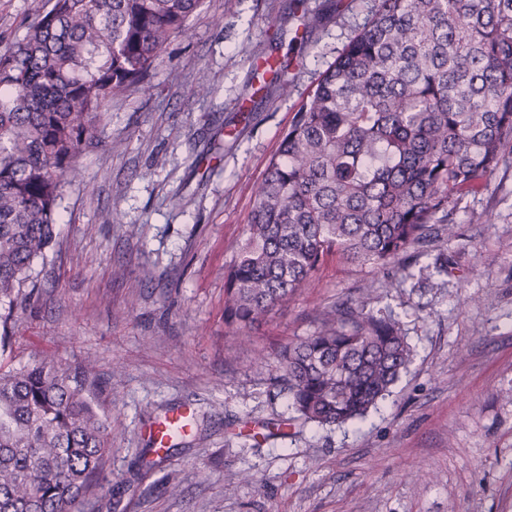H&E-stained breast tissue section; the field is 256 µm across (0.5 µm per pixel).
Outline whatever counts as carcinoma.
Here are the masks:
<instances>
[{
	"mask_svg": "<svg viewBox=\"0 0 512 512\" xmlns=\"http://www.w3.org/2000/svg\"><path fill=\"white\" fill-rule=\"evenodd\" d=\"M203 0H48L0 51V351L55 239L104 106L143 88ZM294 113L225 273L224 325L251 329L325 257L385 266L512 154V0H375ZM307 423L363 419L412 358L399 320L336 302L275 353ZM96 364L0 365V512H72L101 488L110 418Z\"/></svg>",
	"mask_w": 512,
	"mask_h": 512,
	"instance_id": "1",
	"label": "carcinoma"
}]
</instances>
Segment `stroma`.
Segmentation results:
<instances>
[{
  "mask_svg": "<svg viewBox=\"0 0 512 512\" xmlns=\"http://www.w3.org/2000/svg\"><path fill=\"white\" fill-rule=\"evenodd\" d=\"M290 4L204 0L146 88L112 100L0 362L95 363L112 451L84 512H512V160L450 203L454 235L379 268L327 257L267 323L224 326V269L266 168L374 14V0H307L303 18ZM46 5L0 0V50ZM348 297L398 317L412 361L366 418L301 423L275 350ZM180 408L192 433L156 453L150 429Z\"/></svg>",
  "mask_w": 512,
  "mask_h": 512,
  "instance_id": "1",
  "label": "stroma"
}]
</instances>
